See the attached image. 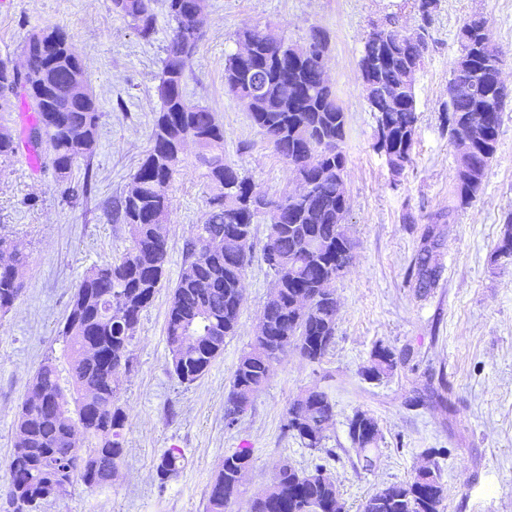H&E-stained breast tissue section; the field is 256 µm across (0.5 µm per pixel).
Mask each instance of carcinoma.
<instances>
[{"label": "carcinoma", "mask_w": 512, "mask_h": 512, "mask_svg": "<svg viewBox=\"0 0 512 512\" xmlns=\"http://www.w3.org/2000/svg\"><path fill=\"white\" fill-rule=\"evenodd\" d=\"M112 12L121 16L138 35L149 40L155 34L152 0H111ZM434 0H419L417 36H405L390 21L385 28L368 33L360 50V72L373 51L375 40L387 48L384 69L375 76L367 96L376 122L388 130L386 140H374V149L386 157L398 173L412 162L417 135L415 70L424 65ZM197 0H167L173 22L162 59L150 140L132 187L112 206V219L128 227L131 246L116 262L88 269L75 288L61 335L69 350L71 389L59 384L57 368L48 359L37 370L16 421L15 448L9 463L6 502L13 512H38L79 479L96 489L112 483L124 456L123 430L126 414L117 405L120 366L128 362L127 350L143 312L152 302L165 272L174 175L185 153L195 148V166L209 188L202 223L184 246V261L170 301L166 336L171 367L182 384L190 385L223 355L224 342L237 334L243 305V279L252 252L237 246L236 239L253 240V225L269 224L262 259L273 274L272 289L259 318V332L242 353L224 400V420L232 425L240 418L237 409L252 404L267 384L274 363L288 351L309 362L320 361L336 336V279L350 266L355 242L348 234V198L345 197L348 130L345 112L336 90L324 82L321 61L314 55L298 56L299 45L274 32L243 27L239 41L253 45L252 56L229 55L224 67L228 92L235 98L252 96L251 122L267 144L285 162L293 177L303 176L309 185L304 196L283 193L277 205L259 209L248 203L251 183L224 156V127L207 107L193 104L185 95L189 65L201 36L189 41L183 29L192 22ZM489 29L484 16L463 21L456 34L459 52L473 57L468 71L452 69L445 102L449 142L456 146L462 117L487 130L484 145L477 148L480 166L489 168L495 158L500 127L508 96L499 93L502 51L487 49L480 35ZM27 72L0 59V110L8 104L6 91L25 92L34 109L31 131L48 144L50 161L61 181L69 180L75 163L94 152L99 112L94 97L80 99L72 89L77 79L87 78L85 61L68 44L65 33L43 28L28 38L24 48ZM18 153V143L0 133V164ZM455 176L453 204L448 213L470 205L484 179L459 184ZM220 239L223 246L210 251L205 243ZM417 254L418 288L435 287L442 267L435 255L433 230ZM497 253L512 258V214L504 219ZM23 257L13 251L0 253V313L8 312L19 298L23 283L19 268ZM194 337L198 345L183 349ZM396 367L395 354L383 345L371 352L366 380L388 377ZM287 431L306 448L322 449L326 432L336 416V404L328 392L315 386L298 395L288 407ZM83 429L82 441L73 440ZM354 447L365 452L363 466L370 467V451L377 447L380 429L364 411L348 423ZM251 464V451L239 448L224 455L208 490L206 512H232L226 500L231 488H240ZM186 465L180 448H167L157 464L165 484L180 477ZM317 465L307 472L285 463L278 482L258 490L250 512H344L336 490L323 484ZM443 485L434 468L417 469L409 481L394 483L368 497L361 512H436L435 503L422 490Z\"/></svg>", "instance_id": "cac0c4a2"}]
</instances>
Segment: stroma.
Returning a JSON list of instances; mask_svg holds the SVG:
<instances>
[{"mask_svg":"<svg viewBox=\"0 0 512 512\" xmlns=\"http://www.w3.org/2000/svg\"><path fill=\"white\" fill-rule=\"evenodd\" d=\"M428 29L430 51L415 85L418 130L412 161L392 172L373 147L375 119L361 90L358 67L364 36L394 18L415 28L413 0H203L204 36L192 58L185 93L207 106L224 127V153L256 188L275 198L287 191L286 164L267 146L245 107L224 86V62L245 26L276 28L299 42L311 28L329 39L328 76L349 116L348 231L355 242L349 271L335 284V342L318 363L288 352L265 388L235 425L224 421V399L240 355L255 335L272 274L260 254L268 227H255L254 260L244 277L236 336L209 371L185 385L173 375L166 313L183 267V246L202 223L208 189L186 152L173 200L165 278L143 312L121 372L118 402L127 416L125 457L111 485L90 489L76 481L42 512H205L206 492L225 454L252 452L233 512H249L252 493L282 462L323 465L339 489L345 512H360L378 490L410 479L415 464L433 455L445 499L441 512H512V258L496 254L503 220L512 213V104L500 128L495 159L471 205L449 211L455 159L444 125L448 79L458 55L463 20L485 16L501 47L512 84V0H436ZM156 32L140 38L113 14L110 0H0V58L24 61L23 46L42 27L62 29L85 60L99 105L93 154L79 160L74 180L91 174L87 196L71 197L50 164L30 167L23 155L0 167V237L23 251L24 288L0 315V490L9 481L15 420L29 383L46 358L68 381L59 334L72 294L92 266L113 261L129 246L125 225L113 222L112 202L128 188L150 146L155 93L170 22L155 0ZM451 212L449 222L431 215ZM441 241L442 275L420 291L414 262L426 227ZM389 347L397 367L380 381L361 371L375 345ZM318 386L336 404L322 450L305 448L284 428L290 403ZM380 428L372 467H362L348 436L355 411ZM183 449L181 477L160 484L159 457Z\"/></svg>","mask_w":512,"mask_h":512,"instance_id":"obj_1","label":"stroma"}]
</instances>
